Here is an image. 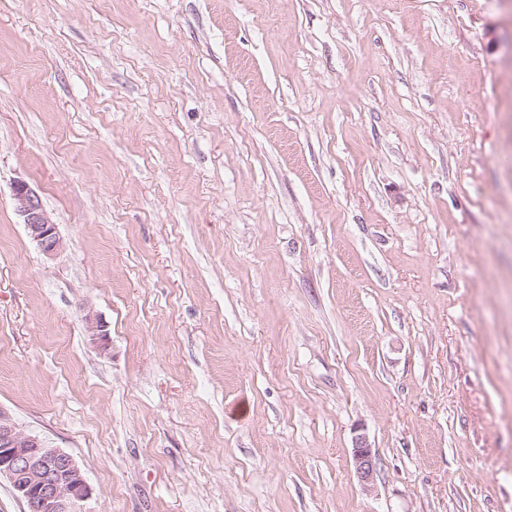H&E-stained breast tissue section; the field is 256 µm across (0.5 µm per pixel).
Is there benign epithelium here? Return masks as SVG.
I'll return each mask as SVG.
<instances>
[{"instance_id": "7a95c632", "label": "benign epithelium", "mask_w": 512, "mask_h": 512, "mask_svg": "<svg viewBox=\"0 0 512 512\" xmlns=\"http://www.w3.org/2000/svg\"><path fill=\"white\" fill-rule=\"evenodd\" d=\"M15 210L47 257L55 256L63 240L45 211L39 193L24 181L11 187ZM85 330L92 343L105 349L109 343L108 325L93 311L84 316ZM355 475L366 489L373 486L376 454L364 436L352 448ZM7 478L26 505V512H79L90 495V487L74 458L18 427L10 414L0 408V477Z\"/></svg>"}]
</instances>
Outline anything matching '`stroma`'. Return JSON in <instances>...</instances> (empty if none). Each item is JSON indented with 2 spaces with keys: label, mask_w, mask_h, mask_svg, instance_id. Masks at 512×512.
Here are the masks:
<instances>
[{
  "label": "stroma",
  "mask_w": 512,
  "mask_h": 512,
  "mask_svg": "<svg viewBox=\"0 0 512 512\" xmlns=\"http://www.w3.org/2000/svg\"><path fill=\"white\" fill-rule=\"evenodd\" d=\"M0 408L81 512H512V0H0ZM15 210L23 224L47 257L55 256L63 247V240L55 224L45 211L39 193L24 181H15L11 187ZM84 323L87 332L86 336L98 347L106 349L110 339V331L107 323L90 309L86 311ZM352 455L358 482L366 489L371 488L376 474L377 458L364 436L361 435L355 440Z\"/></svg>",
  "instance_id": "obj_1"
}]
</instances>
